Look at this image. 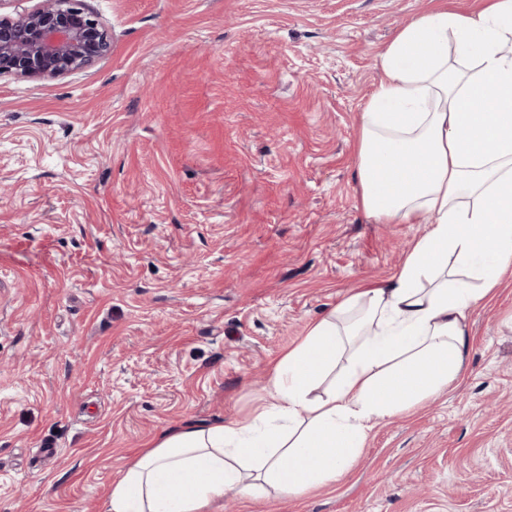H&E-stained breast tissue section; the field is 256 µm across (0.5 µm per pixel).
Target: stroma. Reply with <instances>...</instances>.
<instances>
[{
    "instance_id": "35a3bbf8",
    "label": "stroma",
    "mask_w": 512,
    "mask_h": 512,
    "mask_svg": "<svg viewBox=\"0 0 512 512\" xmlns=\"http://www.w3.org/2000/svg\"><path fill=\"white\" fill-rule=\"evenodd\" d=\"M80 4L104 58L0 77V512H105L148 441L247 419L312 321L392 279L426 227L355 207L379 56L485 0ZM469 333L345 478L227 512H512V280Z\"/></svg>"
}]
</instances>
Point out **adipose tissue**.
<instances>
[{
    "label": "adipose tissue",
    "instance_id": "1",
    "mask_svg": "<svg viewBox=\"0 0 512 512\" xmlns=\"http://www.w3.org/2000/svg\"><path fill=\"white\" fill-rule=\"evenodd\" d=\"M355 141V207L422 224L388 286L352 290L271 367L250 420L173 427L106 512H223L228 490L299 496L343 479L381 421L459 377L470 315L512 274V0L402 28Z\"/></svg>",
    "mask_w": 512,
    "mask_h": 512
}]
</instances>
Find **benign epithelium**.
Masks as SVG:
<instances>
[{"instance_id": "7a95c632", "label": "benign epithelium", "mask_w": 512, "mask_h": 512, "mask_svg": "<svg viewBox=\"0 0 512 512\" xmlns=\"http://www.w3.org/2000/svg\"><path fill=\"white\" fill-rule=\"evenodd\" d=\"M78 2L41 0L34 10L0 15V76L55 78L105 56L111 38Z\"/></svg>"}]
</instances>
